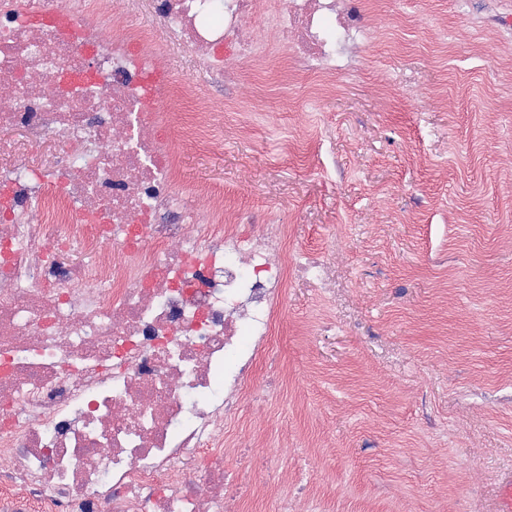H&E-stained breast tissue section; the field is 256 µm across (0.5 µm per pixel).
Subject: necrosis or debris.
<instances>
[{"instance_id": "necrosis-or-debris-1", "label": "necrosis or debris", "mask_w": 512, "mask_h": 512, "mask_svg": "<svg viewBox=\"0 0 512 512\" xmlns=\"http://www.w3.org/2000/svg\"><path fill=\"white\" fill-rule=\"evenodd\" d=\"M0 0V512H230L224 468L286 282L284 227L224 231L157 127L284 51L333 71L362 0Z\"/></svg>"}]
</instances>
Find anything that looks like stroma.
I'll return each mask as SVG.
<instances>
[{
	"label": "stroma",
	"mask_w": 512,
	"mask_h": 512,
	"mask_svg": "<svg viewBox=\"0 0 512 512\" xmlns=\"http://www.w3.org/2000/svg\"><path fill=\"white\" fill-rule=\"evenodd\" d=\"M365 2L336 73L281 54L229 89L167 50L200 93L181 123L224 113L178 144V188L288 239L256 371L275 387L225 423L224 466L258 485L249 512H490L512 471V0Z\"/></svg>",
	"instance_id": "1"
}]
</instances>
